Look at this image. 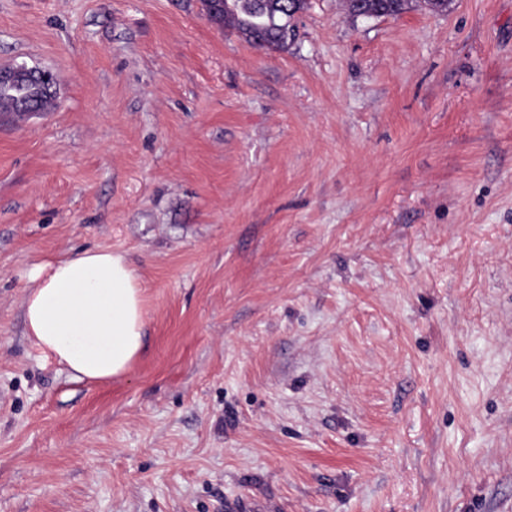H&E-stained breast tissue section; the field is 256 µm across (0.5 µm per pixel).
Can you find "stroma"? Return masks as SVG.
Instances as JSON below:
<instances>
[{
	"label": "stroma",
	"mask_w": 512,
	"mask_h": 512,
	"mask_svg": "<svg viewBox=\"0 0 512 512\" xmlns=\"http://www.w3.org/2000/svg\"><path fill=\"white\" fill-rule=\"evenodd\" d=\"M288 50L200 0H0V512H512V0ZM124 253L145 347L72 380L32 269Z\"/></svg>",
	"instance_id": "35a3bbf8"
}]
</instances>
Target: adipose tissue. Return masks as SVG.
<instances>
[{
  "mask_svg": "<svg viewBox=\"0 0 512 512\" xmlns=\"http://www.w3.org/2000/svg\"><path fill=\"white\" fill-rule=\"evenodd\" d=\"M142 292L120 252L87 249L37 265L23 298L26 333L74 380L122 376L144 346Z\"/></svg>",
  "mask_w": 512,
  "mask_h": 512,
  "instance_id": "ef3b65f1",
  "label": "adipose tissue"
}]
</instances>
